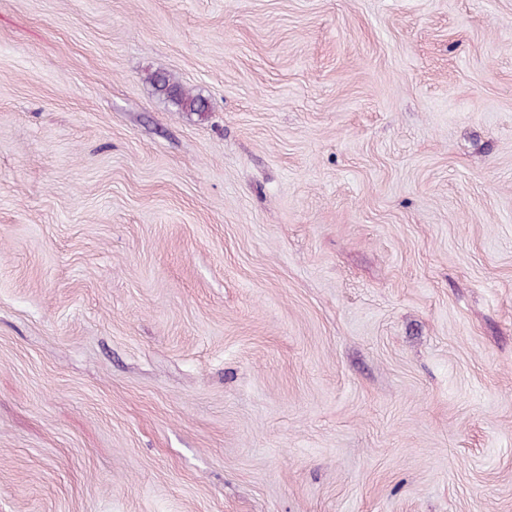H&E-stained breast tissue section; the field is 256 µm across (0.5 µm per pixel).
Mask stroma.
Returning a JSON list of instances; mask_svg holds the SVG:
<instances>
[{
    "instance_id": "35a3bbf8",
    "label": "stroma",
    "mask_w": 512,
    "mask_h": 512,
    "mask_svg": "<svg viewBox=\"0 0 512 512\" xmlns=\"http://www.w3.org/2000/svg\"><path fill=\"white\" fill-rule=\"evenodd\" d=\"M0 512H512V0H0ZM150 80L155 83L159 90L164 92L181 109L190 112H203L205 105L198 96H193L178 84L170 83L168 79L158 75H152Z\"/></svg>"
}]
</instances>
